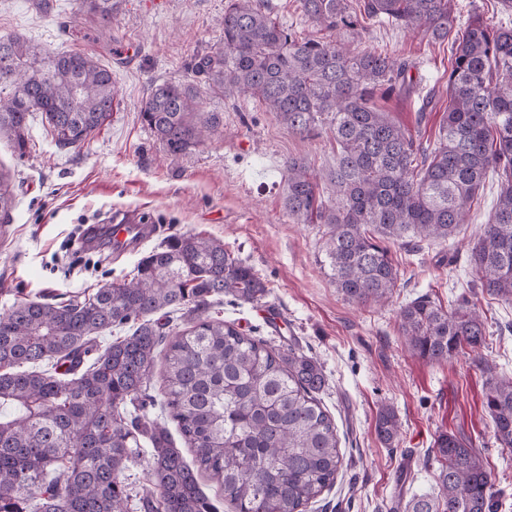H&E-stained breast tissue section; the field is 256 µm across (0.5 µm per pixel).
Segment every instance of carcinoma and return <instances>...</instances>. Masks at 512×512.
<instances>
[{
    "instance_id": "1",
    "label": "carcinoma",
    "mask_w": 512,
    "mask_h": 512,
    "mask_svg": "<svg viewBox=\"0 0 512 512\" xmlns=\"http://www.w3.org/2000/svg\"><path fill=\"white\" fill-rule=\"evenodd\" d=\"M107 22L119 0H83ZM306 20L347 42L300 38L261 0H227L224 39L194 70L224 96L247 93L288 128L308 136L326 124L336 140L332 197L303 158L285 164V206L300 224L326 226L330 276L349 302L388 300L398 281L389 242L411 235L448 243L468 223L470 202L488 172L499 192L470 263L484 290L512 301V26L478 15L456 30L451 0H301ZM452 39L448 106L432 148L375 108L393 92L405 64L360 50L358 14ZM42 54L19 36L0 37V138L19 154L27 122L40 112L55 144L80 147L108 119L116 100L112 72L87 53ZM141 117L175 156L222 135L188 81L157 84ZM14 196L0 170V215ZM267 295L255 269L224 242L182 234L142 258L123 283L90 296L26 300L0 315V512H130L128 464L151 445L147 486L137 512H217L200 487L220 485L234 512H306L342 466L334 419L317 394L321 364L293 344L278 349L211 308L228 297ZM126 328L105 348L97 340ZM399 331L415 356L442 363L487 344L483 316L463 293L448 309L426 295L404 305ZM164 410L194 453L187 461L166 422L149 419L160 345ZM485 406L496 443L512 450V377L490 365ZM401 424L393 408L376 416L392 445ZM432 493L414 494L404 512H497L494 472L462 437L440 433Z\"/></svg>"
}]
</instances>
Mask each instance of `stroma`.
Segmentation results:
<instances>
[{
  "label": "stroma",
  "mask_w": 512,
  "mask_h": 512,
  "mask_svg": "<svg viewBox=\"0 0 512 512\" xmlns=\"http://www.w3.org/2000/svg\"><path fill=\"white\" fill-rule=\"evenodd\" d=\"M49 3L44 10L37 0H0V37L23 36L45 56L94 55L112 72L117 104L79 148L56 146L38 112L29 117L25 155L0 138V171L15 196L0 235V314L24 299L81 297L123 281L170 236L221 239L268 287L260 302L221 304L225 321L274 346L298 344L328 378L319 398L336 423L343 469L307 512H397L400 499L433 490L437 464L427 455L442 431L481 453L502 492L499 512H512V450L494 439L483 371L488 364L512 377V302L479 291L469 262L497 197L496 176L487 177L469 224L448 243L391 246L399 280L388 303L354 305L329 276L323 225L297 223L284 204L288 158H307L320 173L334 165L330 131L288 132L258 100L213 94L191 71L224 37L226 0H121L103 33L79 0ZM361 24L360 47L406 65L401 89L376 99L377 108L433 146L448 104V44L377 19ZM184 80L196 82L206 111L222 113L224 136L174 157L140 109L153 85ZM122 218L158 231L113 254L110 227ZM465 291L487 319L488 346L441 364L411 356L399 333L400 308L424 294L446 306ZM384 406L401 423L392 448L375 431Z\"/></svg>",
  "instance_id": "1"
}]
</instances>
